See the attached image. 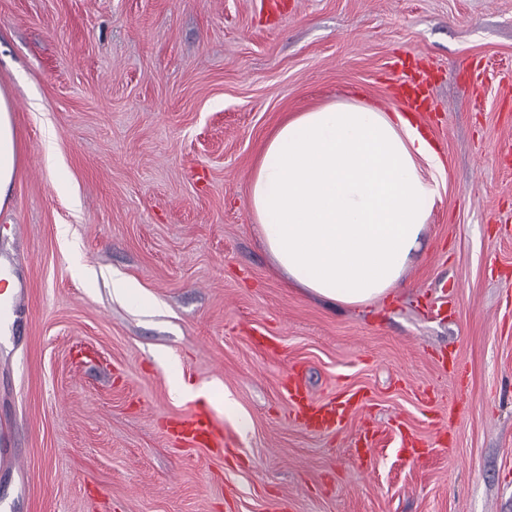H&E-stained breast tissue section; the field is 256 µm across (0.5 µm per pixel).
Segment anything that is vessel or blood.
Returning a JSON list of instances; mask_svg holds the SVG:
<instances>
[{
    "label": "vessel or blood",
    "mask_w": 512,
    "mask_h": 512,
    "mask_svg": "<svg viewBox=\"0 0 512 512\" xmlns=\"http://www.w3.org/2000/svg\"><path fill=\"white\" fill-rule=\"evenodd\" d=\"M398 74L399 92L402 103L415 112H427L432 108L428 95L427 74L409 69L405 61L396 59L391 63ZM290 404V417L306 428L318 432L338 430L359 403L361 395L353 391L344 397L317 403L311 400L302 386L290 383L286 390ZM172 429L180 441L188 447L204 448L214 454L224 453L227 439L215 422L211 411L197 407L175 419ZM15 430L11 424L0 422V467L22 469L23 460L14 447Z\"/></svg>",
    "instance_id": "b4317fda"
}]
</instances>
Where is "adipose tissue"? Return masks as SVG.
<instances>
[{"label":"adipose tissue","instance_id":"adipose-tissue-1","mask_svg":"<svg viewBox=\"0 0 512 512\" xmlns=\"http://www.w3.org/2000/svg\"><path fill=\"white\" fill-rule=\"evenodd\" d=\"M17 164L12 106L0 91V205ZM442 166L409 114L331 102L286 118L265 140L248 204L293 282L365 306L400 284L437 195L424 170Z\"/></svg>","mask_w":512,"mask_h":512}]
</instances>
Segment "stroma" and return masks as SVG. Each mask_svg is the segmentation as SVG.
I'll return each instance as SVG.
<instances>
[{"label":"stroma","instance_id":"35a3bbf8","mask_svg":"<svg viewBox=\"0 0 512 512\" xmlns=\"http://www.w3.org/2000/svg\"><path fill=\"white\" fill-rule=\"evenodd\" d=\"M401 55L430 76L439 197L403 286L333 307L275 268L252 170L288 115L398 107ZM0 90L21 146L0 270L26 290L0 338L14 512H512V0H0ZM161 352L231 400L230 453L173 436L190 404ZM296 371L314 401L367 400L310 431L281 391ZM112 293L130 306L141 308L142 301L137 285L125 278L112 279Z\"/></svg>","mask_w":512,"mask_h":512}]
</instances>
